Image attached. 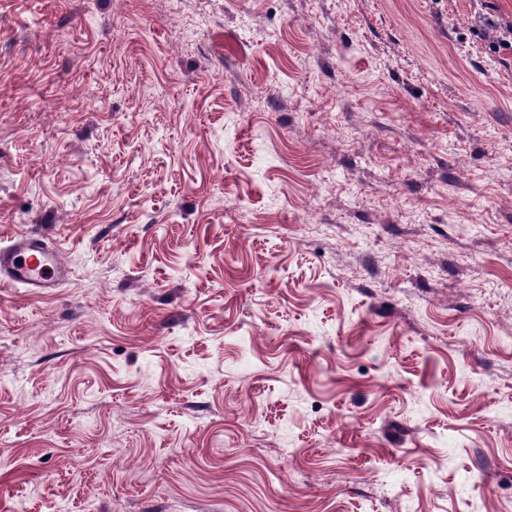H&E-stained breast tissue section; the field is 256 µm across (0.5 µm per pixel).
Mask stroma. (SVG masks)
I'll return each mask as SVG.
<instances>
[{"mask_svg": "<svg viewBox=\"0 0 512 512\" xmlns=\"http://www.w3.org/2000/svg\"><path fill=\"white\" fill-rule=\"evenodd\" d=\"M512 0H0V512H512ZM73 277L59 252L37 233L19 232L0 246V286L22 285L31 294L63 288Z\"/></svg>", "mask_w": 512, "mask_h": 512, "instance_id": "stroma-1", "label": "stroma"}]
</instances>
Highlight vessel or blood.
Returning a JSON list of instances; mask_svg holds the SVG:
<instances>
[{"label":"vessel or blood","instance_id":"vessel-or-blood-1","mask_svg":"<svg viewBox=\"0 0 512 512\" xmlns=\"http://www.w3.org/2000/svg\"><path fill=\"white\" fill-rule=\"evenodd\" d=\"M71 268L59 252L36 233L19 232L0 246V286H23L35 295L52 293L67 285Z\"/></svg>","mask_w":512,"mask_h":512}]
</instances>
